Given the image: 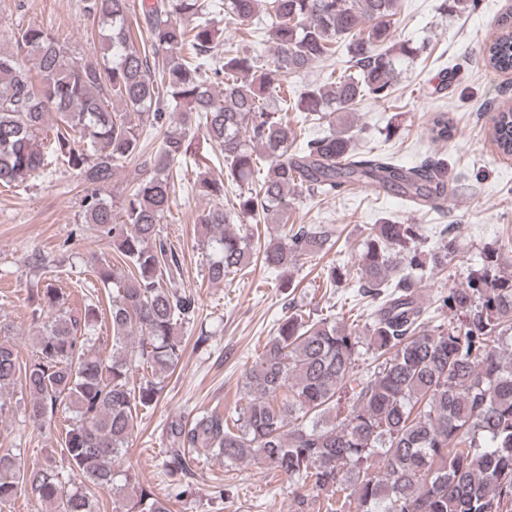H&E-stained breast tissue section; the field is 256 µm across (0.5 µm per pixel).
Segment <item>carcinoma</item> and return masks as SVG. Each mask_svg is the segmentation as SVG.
<instances>
[{
    "label": "carcinoma",
    "mask_w": 512,
    "mask_h": 512,
    "mask_svg": "<svg viewBox=\"0 0 512 512\" xmlns=\"http://www.w3.org/2000/svg\"><path fill=\"white\" fill-rule=\"evenodd\" d=\"M251 33L262 25L272 61L229 45L213 56L215 13ZM84 16L105 41L103 61L69 62L53 30L34 20L0 29V184L16 185L48 164L39 140L56 133L53 153L86 185L83 223L112 240L116 262L95 260L93 273L112 289L107 322L111 350L95 335L100 309L72 310L69 294L41 281L30 291L46 314L34 357L19 359L0 335V417L6 396L27 392L25 412L39 426L67 414L62 451L70 468L96 488L66 487L53 461L25 463L0 450V504L20 488L49 512H101L100 494L116 512H171L169 501L140 483L128 466L114 469L137 429V407L157 400L183 353L180 330L193 296L173 285L174 248L161 235L174 189V164L192 159L195 188L231 201L198 217L214 258L209 281L245 276L258 264L276 272L324 256L339 237L329 224H294L288 195L318 196L361 187L393 194L419 210L448 203L444 159L406 166L391 154L355 147L349 115L366 98L387 101L400 58L421 47L394 42L398 0H156L132 21L129 0H82ZM485 47L491 68L512 71V22L504 18ZM345 47L349 65L336 70ZM325 80L298 89L289 79L315 62ZM39 86H34L31 69ZM160 78H152L151 69ZM179 114V122L170 114ZM137 121H132L131 116ZM332 129L312 137L307 123ZM203 127L224 157V174L192 153L189 134ZM434 139L448 140L447 113H435ZM489 137L512 155V107L492 116ZM158 140L149 156L145 142ZM139 162L138 177L114 209L105 193L113 176ZM276 216L283 232L262 235ZM455 238L443 227L430 238L416 224L372 225L360 243L354 296L374 309L363 329L291 310L245 373V407L211 410L165 426V467L184 496L196 457L233 465L254 461L288 478L303 510L311 493L332 491L326 512H509L512 509V271L486 251L465 286L441 292L434 324L418 297L426 275L448 268ZM323 283L348 280L341 265ZM374 361L362 368L360 348ZM150 375L135 386L134 372ZM352 388L346 414L333 415L336 394Z\"/></svg>",
    "instance_id": "carcinoma-1"
}]
</instances>
